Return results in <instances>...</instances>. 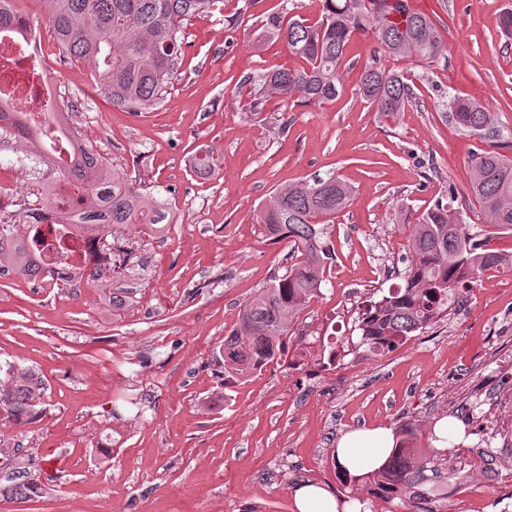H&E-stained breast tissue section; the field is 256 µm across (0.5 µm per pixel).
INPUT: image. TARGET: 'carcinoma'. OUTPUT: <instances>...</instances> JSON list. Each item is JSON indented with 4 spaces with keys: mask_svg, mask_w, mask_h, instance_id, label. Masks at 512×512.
<instances>
[{
    "mask_svg": "<svg viewBox=\"0 0 512 512\" xmlns=\"http://www.w3.org/2000/svg\"><path fill=\"white\" fill-rule=\"evenodd\" d=\"M0 0V30L19 35L28 30L25 19L5 11ZM44 19L55 35L60 56L84 60L96 73L112 106L142 112L158 106L183 59L182 28L197 15L221 11L224 0H39ZM405 18L406 27L390 20ZM262 38L282 41L288 53L302 60L295 69H280L247 78L254 86L252 111H262V101L272 93L284 103L300 99L322 105L342 92L346 49L356 35L377 44L373 53L434 61L445 55L446 44L431 18L390 0H323L320 17L310 21L299 15L274 13L262 20ZM361 94L382 116H393L416 101L404 76L378 63L366 67ZM451 119L468 135L484 140L497 137L494 114L480 102L450 96L441 101ZM1 131L31 142L40 163L53 160L56 141L44 143L25 117L15 113L10 128ZM220 161L201 148L192 157V171L211 177ZM65 175L87 184L79 209L55 212L53 221L78 232L91 233L100 224L116 230L142 224L150 233L166 232L174 223L168 200L142 192L117 171L109 170L100 154L76 139L69 143ZM58 183L41 186L34 207L0 213V276L14 274L29 281L41 273L43 241L37 225L25 213L49 209ZM470 193L482 208L487 223L512 231V158L497 150H480L471 157ZM353 189L334 172L315 175L299 184L275 191L260 214L269 236L287 239L292 246L291 265L284 275L247 302L236 329L224 340V373L244 379L282 353L293 321L320 293L332 258L323 240V225L352 201ZM404 223L411 225L408 250L411 259L403 285L388 290L370 303L359 317L361 345L371 354L402 346L411 336L439 322L459 303L486 270H512V253L493 251L466 232L460 212L436 202L415 215L399 207ZM105 270L112 272V291L105 304L118 314L132 304L128 285L144 275L145 266L132 261V249L117 242L103 246ZM0 418L23 426L37 415L43 386L35 374L21 372L9 361L0 363ZM419 429L410 424L396 431L397 444L388 461L372 473L377 490L401 500H426L437 491L439 469L418 447ZM43 485L29 471L18 472L4 494L20 500L41 496Z\"/></svg>",
    "mask_w": 512,
    "mask_h": 512,
    "instance_id": "carcinoma-1",
    "label": "carcinoma"
}]
</instances>
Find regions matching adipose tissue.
<instances>
[{"mask_svg": "<svg viewBox=\"0 0 512 512\" xmlns=\"http://www.w3.org/2000/svg\"><path fill=\"white\" fill-rule=\"evenodd\" d=\"M396 445L391 429L386 427L360 428L344 432L332 453L337 471L346 478L358 480L380 468ZM297 512H361L359 502L339 504L329 490L308 483L293 494Z\"/></svg>", "mask_w": 512, "mask_h": 512, "instance_id": "adipose-tissue-1", "label": "adipose tissue"}]
</instances>
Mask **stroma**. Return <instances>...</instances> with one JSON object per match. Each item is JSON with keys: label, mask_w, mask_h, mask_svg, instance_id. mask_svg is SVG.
Masks as SVG:
<instances>
[{"label": "stroma", "mask_w": 512, "mask_h": 512, "mask_svg": "<svg viewBox=\"0 0 512 512\" xmlns=\"http://www.w3.org/2000/svg\"><path fill=\"white\" fill-rule=\"evenodd\" d=\"M430 2L448 55L381 57L419 98L392 118L359 93L374 48L362 36L347 47L354 65L335 101L285 106L272 97L251 111L244 77L298 64L281 42L258 44L257 20L284 8L314 20L321 0H224L221 14L186 21L180 73L145 112L113 107L92 71L61 58L48 39L56 95L80 140L137 187L168 198L178 222L159 236L125 230L148 272L116 317L86 284L0 277V360L45 386L38 419L22 427L0 420V487L19 467L54 478L44 497L0 496V512H296L293 493L304 480L371 512L512 505V271L481 274L459 307L394 352L368 354L357 330L366 301L402 283L410 227L399 223L397 204L418 213L454 199L469 234L512 252V233L486 224L469 194L478 139L448 119L439 98L484 104L495 115V146L512 157V40L498 27L512 0ZM200 147L220 159L208 180L190 170ZM329 171L355 196L325 226L335 257L319 296L293 322L277 361L225 377V336L290 264L289 241L265 237L262 206L281 185ZM56 177L0 134V206L35 203L42 182ZM330 332L335 363L306 377L291 364L296 343ZM464 404L475 407L474 433L450 451L460 477L449 494L416 506L338 473L331 450L342 432L412 423L429 448L435 423ZM109 435L104 458L98 448ZM481 440L498 450V479L470 467Z\"/></svg>", "instance_id": "35a3bbf8"}]
</instances>
